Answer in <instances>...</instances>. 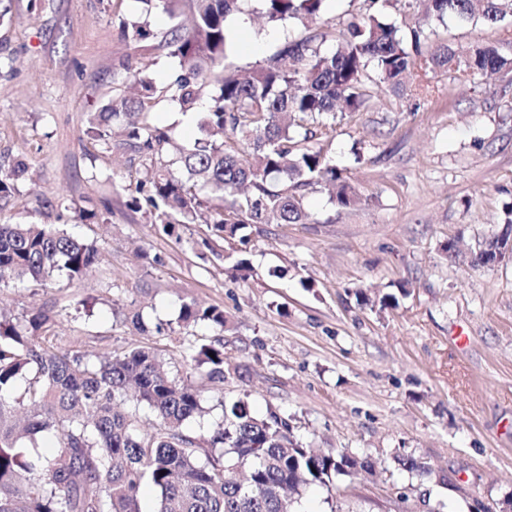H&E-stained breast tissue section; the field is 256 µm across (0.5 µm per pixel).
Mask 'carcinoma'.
I'll list each match as a JSON object with an SVG mask.
<instances>
[{
	"mask_svg": "<svg viewBox=\"0 0 512 512\" xmlns=\"http://www.w3.org/2000/svg\"><path fill=\"white\" fill-rule=\"evenodd\" d=\"M145 14L159 9L173 22L162 47L180 74L165 88L149 76L154 65L143 45L150 32L120 22L134 43L136 64H123L130 95L89 114L86 135L138 156L146 177L127 206L147 214L171 236L177 226L205 224L233 240L248 224H305L303 190L322 185L340 208L360 201L355 189L310 143L333 132L328 119L338 105L359 112L382 86L408 94L418 71L455 70L464 77L512 71V57L477 43L460 56L446 46L425 47L424 26L454 16L497 25L512 17V0H415L421 21L405 36L395 23L366 11L352 21L336 49H322L325 33L286 40L245 77L226 70L227 18L239 0H140ZM272 26L293 20L308 26L326 0H264ZM169 95L182 112H197L198 135L175 146L149 121L156 100ZM28 174L17 160L0 167V200ZM94 241L61 225L0 222V285L45 284L81 278L98 260ZM364 305H397L389 293ZM42 311L16 317L0 312V512H141L144 483L159 492L156 512H295L300 489L372 471L368 458L316 453L294 435L291 416L274 408L255 413L243 398L226 399L222 417L206 437L188 424L207 413L201 392L165 371L148 345L92 360L58 353L40 330ZM180 325L224 329L218 307L182 305ZM191 360L208 378L224 382V347L189 346ZM135 405L124 408L128 394ZM145 416L151 432H141ZM60 436L53 455L29 451L23 439ZM416 475L431 469L413 454L397 458Z\"/></svg>",
	"mask_w": 512,
	"mask_h": 512,
	"instance_id": "obj_1",
	"label": "carcinoma"
}]
</instances>
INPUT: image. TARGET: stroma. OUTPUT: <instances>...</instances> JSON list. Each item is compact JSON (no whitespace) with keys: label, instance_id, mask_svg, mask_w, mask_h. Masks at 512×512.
<instances>
[{"label":"stroma","instance_id":"stroma-1","mask_svg":"<svg viewBox=\"0 0 512 512\" xmlns=\"http://www.w3.org/2000/svg\"><path fill=\"white\" fill-rule=\"evenodd\" d=\"M373 9L414 27L417 10L396 0H327L317 28L342 30ZM0 165L23 158L0 219L68 225L101 256L83 278L0 288V308L49 311L55 351L113 355L135 344L160 350L172 376L191 380L209 414L191 431L207 436L222 400L255 412L280 409L294 433L323 451L370 457L371 475L313 485L302 512H512V260L475 268L444 247L471 246L496 231L512 205V72L460 80L435 70L415 95L383 94L370 108L336 115L326 151L361 201L342 209L314 186L305 224H253L245 242L205 245L203 224L170 237L130 210L143 168L130 154L85 134L88 113L127 93L133 48L121 20L147 19L157 87L178 71L160 43L170 27L139 0H0ZM263 0H239L251 34L233 41L228 64L247 71L302 25H267ZM259 50L247 49L250 36ZM498 44L512 31L453 17L433 22L429 45L458 52ZM102 216L81 224L78 211ZM252 272L233 278L237 259ZM395 308L360 304L358 288L398 293ZM223 309L224 330H178L182 303ZM140 313L151 336L133 330ZM468 342L460 346L457 334ZM224 345V382L186 354L189 340ZM411 453L430 467L400 470Z\"/></svg>","mask_w":512,"mask_h":512}]
</instances>
